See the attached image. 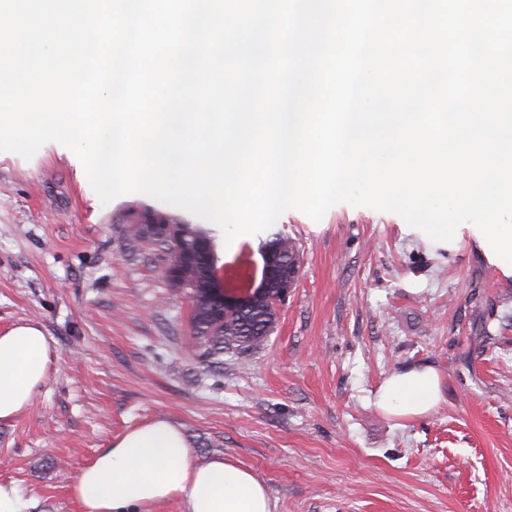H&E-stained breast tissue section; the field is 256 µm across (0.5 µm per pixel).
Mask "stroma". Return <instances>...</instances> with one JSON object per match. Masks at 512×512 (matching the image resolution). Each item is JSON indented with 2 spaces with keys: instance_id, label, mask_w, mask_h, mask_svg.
Instances as JSON below:
<instances>
[{
  "instance_id": "obj_1",
  "label": "stroma",
  "mask_w": 512,
  "mask_h": 512,
  "mask_svg": "<svg viewBox=\"0 0 512 512\" xmlns=\"http://www.w3.org/2000/svg\"><path fill=\"white\" fill-rule=\"evenodd\" d=\"M102 203L55 145L0 151V331L33 321L60 356L31 407L0 424V484L29 512H81L70 492L110 440L156 418L192 457L224 456L269 491L272 512H512V276L463 233L435 246L398 214L341 202L289 210L299 278L260 350L210 363L190 349L189 305L127 215ZM412 364L441 378L430 415L374 404ZM132 213L133 219L128 220L126 222V226L124 228L125 236L128 241V245L130 246L133 252H163L165 253L166 247L162 245L158 240L148 238L144 236L139 227V214L134 216Z\"/></svg>"
}]
</instances>
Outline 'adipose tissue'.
I'll return each instance as SVG.
<instances>
[{
  "instance_id": "obj_1",
  "label": "adipose tissue",
  "mask_w": 512,
  "mask_h": 512,
  "mask_svg": "<svg viewBox=\"0 0 512 512\" xmlns=\"http://www.w3.org/2000/svg\"><path fill=\"white\" fill-rule=\"evenodd\" d=\"M57 364L43 327L22 322L0 332V424L30 408ZM375 404L399 420L432 413L441 379L429 365H410L378 387ZM82 512H149L183 499L186 512H270L267 487L250 471L221 457L193 461L180 430L166 419L135 427L81 469L71 486Z\"/></svg>"
}]
</instances>
